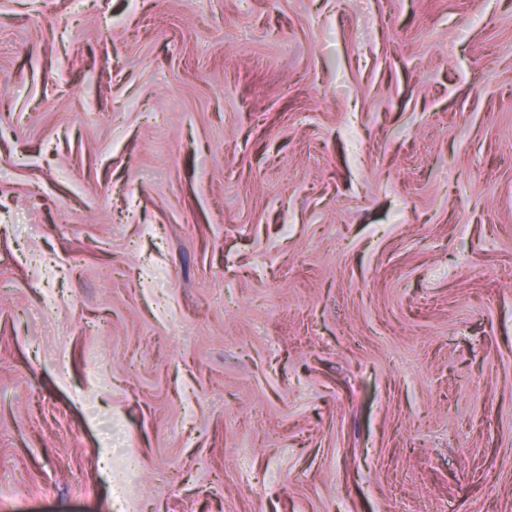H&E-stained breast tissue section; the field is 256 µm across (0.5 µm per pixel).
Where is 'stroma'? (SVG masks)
Instances as JSON below:
<instances>
[{
  "label": "stroma",
  "instance_id": "stroma-1",
  "mask_svg": "<svg viewBox=\"0 0 512 512\" xmlns=\"http://www.w3.org/2000/svg\"><path fill=\"white\" fill-rule=\"evenodd\" d=\"M0 512H512V0H0Z\"/></svg>",
  "mask_w": 512,
  "mask_h": 512
}]
</instances>
